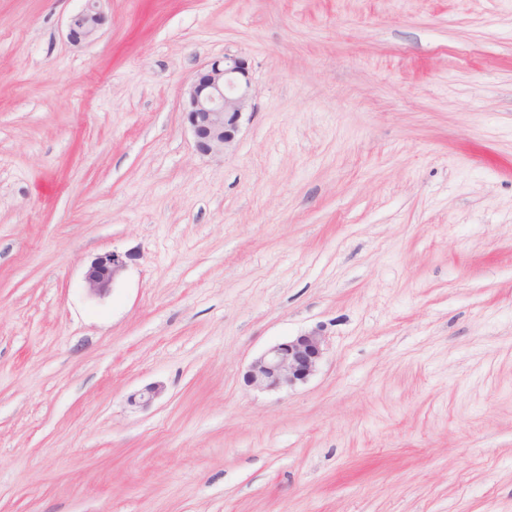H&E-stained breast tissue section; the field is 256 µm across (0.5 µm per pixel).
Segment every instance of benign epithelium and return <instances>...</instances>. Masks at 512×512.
<instances>
[{
  "instance_id": "7a95c632",
  "label": "benign epithelium",
  "mask_w": 512,
  "mask_h": 512,
  "mask_svg": "<svg viewBox=\"0 0 512 512\" xmlns=\"http://www.w3.org/2000/svg\"><path fill=\"white\" fill-rule=\"evenodd\" d=\"M99 0L85 6L69 19L68 35L74 42H91L105 21ZM251 78L246 59L224 55L197 73L188 91L185 119L193 133L197 150L203 155H221L240 131L250 107ZM126 267V257L114 250L95 257L83 276L84 287L95 296L113 288ZM325 356V338L309 331L278 342L246 368L244 384L257 390H276L307 384Z\"/></svg>"
}]
</instances>
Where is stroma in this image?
<instances>
[{
    "mask_svg": "<svg viewBox=\"0 0 512 512\" xmlns=\"http://www.w3.org/2000/svg\"><path fill=\"white\" fill-rule=\"evenodd\" d=\"M83 3L0 0V512H512V0ZM100 0H87L85 6L69 19L68 35L73 42H91L105 21L98 9ZM251 78L246 59L224 55L199 71L188 91L185 119L202 155H224L250 107ZM126 257L114 250L95 257L83 276L84 287L95 296H105L126 267ZM325 338L309 331L278 342L246 368L243 381L257 390H276L307 384L325 356Z\"/></svg>",
    "mask_w": 512,
    "mask_h": 512,
    "instance_id": "stroma-1",
    "label": "stroma"
}]
</instances>
